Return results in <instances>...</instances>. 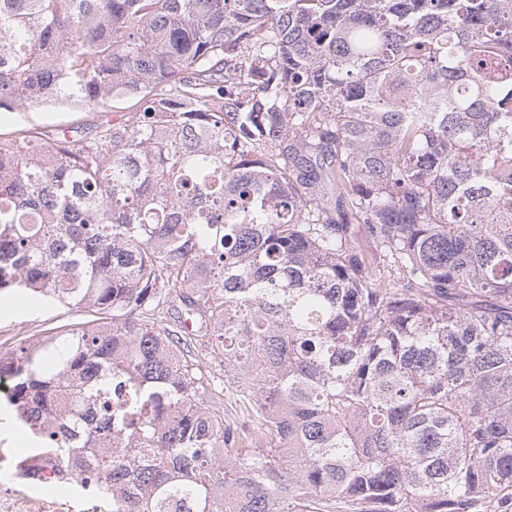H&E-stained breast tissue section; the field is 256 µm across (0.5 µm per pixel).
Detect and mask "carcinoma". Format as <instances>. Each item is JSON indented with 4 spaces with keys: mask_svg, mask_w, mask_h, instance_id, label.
Segmentation results:
<instances>
[{
    "mask_svg": "<svg viewBox=\"0 0 512 512\" xmlns=\"http://www.w3.org/2000/svg\"><path fill=\"white\" fill-rule=\"evenodd\" d=\"M123 98L0 141V293L93 314L0 355L18 474L91 512L512 500V0H0V112ZM194 342L274 444L233 447ZM339 224H347L349 230L355 235V243L358 251L363 255L366 267L374 278L384 283L399 284L403 279V271L391 266L388 258H385L376 240L359 224L354 212L344 208L336 213Z\"/></svg>",
    "mask_w": 512,
    "mask_h": 512,
    "instance_id": "1",
    "label": "carcinoma"
}]
</instances>
